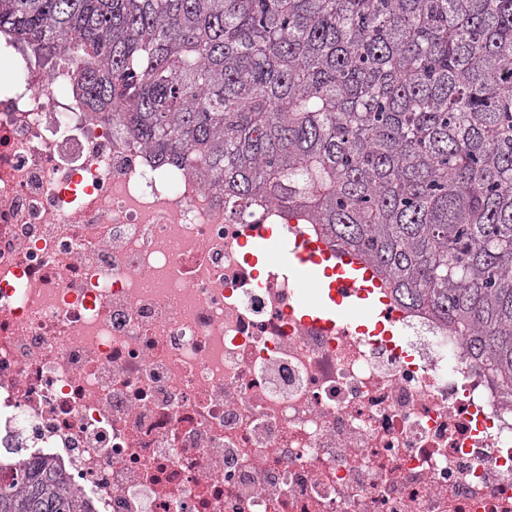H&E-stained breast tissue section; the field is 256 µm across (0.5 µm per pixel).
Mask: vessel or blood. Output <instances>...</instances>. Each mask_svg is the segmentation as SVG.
Instances as JSON below:
<instances>
[{"label":"vessel or blood","mask_w":512,"mask_h":512,"mask_svg":"<svg viewBox=\"0 0 512 512\" xmlns=\"http://www.w3.org/2000/svg\"><path fill=\"white\" fill-rule=\"evenodd\" d=\"M255 247L287 271L300 291L311 287L319 289L320 301L309 307L316 319L373 314L374 294L380 283L373 270L360 258L333 256L321 243L292 249L280 244L273 230L256 242Z\"/></svg>","instance_id":"obj_1"}]
</instances>
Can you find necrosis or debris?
<instances>
[{
  "label": "necrosis or debris",
  "mask_w": 512,
  "mask_h": 512,
  "mask_svg": "<svg viewBox=\"0 0 512 512\" xmlns=\"http://www.w3.org/2000/svg\"><path fill=\"white\" fill-rule=\"evenodd\" d=\"M0 62V475L44 462L87 512H512V403L462 337L394 301L388 335L303 321L233 220L68 93Z\"/></svg>",
  "instance_id": "obj_1"
}]
</instances>
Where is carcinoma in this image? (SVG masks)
I'll return each mask as SVG.
<instances>
[{
  "mask_svg": "<svg viewBox=\"0 0 512 512\" xmlns=\"http://www.w3.org/2000/svg\"><path fill=\"white\" fill-rule=\"evenodd\" d=\"M0 36L224 213L303 212L512 397V0H0ZM0 512H86L21 463Z\"/></svg>",
  "mask_w": 512,
  "mask_h": 512,
  "instance_id": "cac0c4a2",
  "label": "carcinoma"
}]
</instances>
